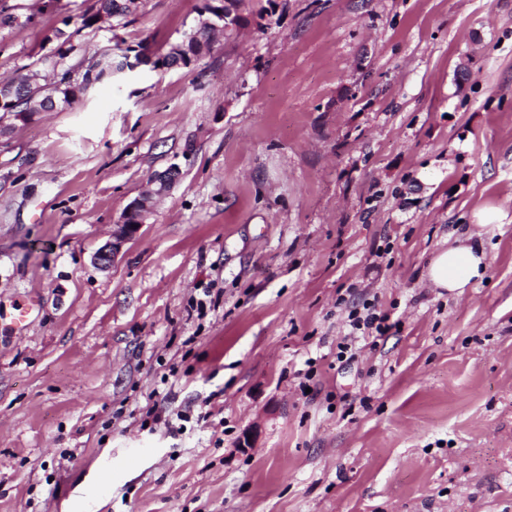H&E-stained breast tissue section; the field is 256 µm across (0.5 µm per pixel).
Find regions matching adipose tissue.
I'll return each instance as SVG.
<instances>
[{
  "instance_id": "adipose-tissue-1",
  "label": "adipose tissue",
  "mask_w": 512,
  "mask_h": 512,
  "mask_svg": "<svg viewBox=\"0 0 512 512\" xmlns=\"http://www.w3.org/2000/svg\"><path fill=\"white\" fill-rule=\"evenodd\" d=\"M486 266L487 255L483 246L467 237L434 256L427 278L434 287L454 292L465 288L472 278L481 277Z\"/></svg>"
}]
</instances>
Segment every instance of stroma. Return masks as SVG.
I'll return each mask as SVG.
<instances>
[{
  "label": "stroma",
  "instance_id": "35a3bbf8",
  "mask_svg": "<svg viewBox=\"0 0 512 512\" xmlns=\"http://www.w3.org/2000/svg\"><path fill=\"white\" fill-rule=\"evenodd\" d=\"M95 2L0 0V79L63 26L167 51L203 0ZM238 13L0 136V512H512V0ZM475 232L484 275L431 287ZM366 302L394 326L338 362ZM135 0H96V11L82 21V28L93 27L102 16L108 17L110 22L120 24L124 19L134 14L139 8ZM133 6V9L131 8ZM95 20V23H92ZM211 42L209 39H205L202 43L200 40L193 42L188 41L187 43L182 42L181 44L173 45L170 49L161 55H154L155 62L152 64L153 69H176L174 67L179 62V57L184 60L185 57L190 55L193 58L201 56L204 52L210 50ZM150 214L149 198H138L130 204L126 215H134L135 221L133 223H126L127 218L124 217L118 222L119 224H113L112 242L103 246L95 258L101 268H107L111 263L113 264L122 246L138 233L141 225L146 223Z\"/></svg>",
  "mask_w": 512,
  "mask_h": 512
}]
</instances>
